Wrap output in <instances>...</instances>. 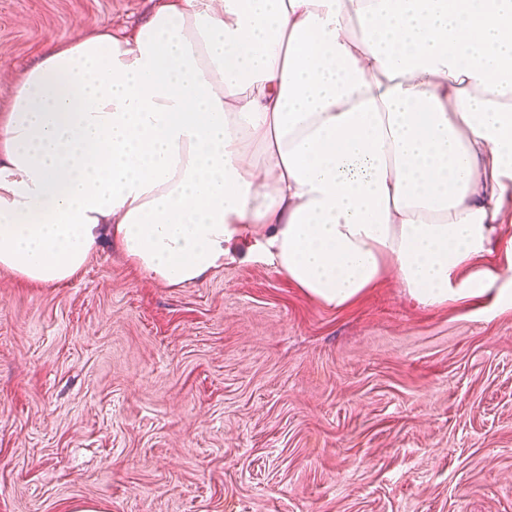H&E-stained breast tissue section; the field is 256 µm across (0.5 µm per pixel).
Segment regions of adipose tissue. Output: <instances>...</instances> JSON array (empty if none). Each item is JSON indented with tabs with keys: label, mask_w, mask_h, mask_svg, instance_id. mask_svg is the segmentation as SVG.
I'll list each match as a JSON object with an SVG mask.
<instances>
[{
	"label": "adipose tissue",
	"mask_w": 512,
	"mask_h": 512,
	"mask_svg": "<svg viewBox=\"0 0 512 512\" xmlns=\"http://www.w3.org/2000/svg\"><path fill=\"white\" fill-rule=\"evenodd\" d=\"M512 0H153L47 49L0 118V268L58 284L111 236L204 280L243 242L342 308L512 272Z\"/></svg>",
	"instance_id": "obj_1"
}]
</instances>
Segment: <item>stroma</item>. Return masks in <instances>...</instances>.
Returning <instances> with one entry per match:
<instances>
[{
  "instance_id": "1",
  "label": "stroma",
  "mask_w": 512,
  "mask_h": 512,
  "mask_svg": "<svg viewBox=\"0 0 512 512\" xmlns=\"http://www.w3.org/2000/svg\"><path fill=\"white\" fill-rule=\"evenodd\" d=\"M150 0H0V115L47 47ZM345 309L244 251L172 287L103 242L0 269V512H512V304Z\"/></svg>"
}]
</instances>
